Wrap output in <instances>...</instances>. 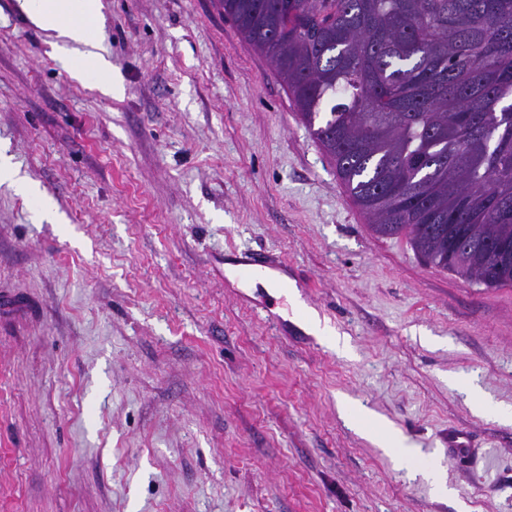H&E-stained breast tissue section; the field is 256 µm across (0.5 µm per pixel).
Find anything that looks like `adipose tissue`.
Returning a JSON list of instances; mask_svg holds the SVG:
<instances>
[{"instance_id": "obj_1", "label": "adipose tissue", "mask_w": 512, "mask_h": 512, "mask_svg": "<svg viewBox=\"0 0 512 512\" xmlns=\"http://www.w3.org/2000/svg\"><path fill=\"white\" fill-rule=\"evenodd\" d=\"M22 8L41 28L56 31L64 44L59 58L71 76L81 79L87 70H94L99 87L111 92L108 83V63L97 53H75V45H94V27L101 14L100 0H21Z\"/></svg>"}]
</instances>
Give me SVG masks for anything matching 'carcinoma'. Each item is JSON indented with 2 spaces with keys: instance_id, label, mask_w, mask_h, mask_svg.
Instances as JSON below:
<instances>
[{
  "instance_id": "1",
  "label": "carcinoma",
  "mask_w": 512,
  "mask_h": 512,
  "mask_svg": "<svg viewBox=\"0 0 512 512\" xmlns=\"http://www.w3.org/2000/svg\"><path fill=\"white\" fill-rule=\"evenodd\" d=\"M357 208L512 287V0H219Z\"/></svg>"
}]
</instances>
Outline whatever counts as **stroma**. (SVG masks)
Masks as SVG:
<instances>
[{
    "label": "stroma",
    "mask_w": 512,
    "mask_h": 512,
    "mask_svg": "<svg viewBox=\"0 0 512 512\" xmlns=\"http://www.w3.org/2000/svg\"><path fill=\"white\" fill-rule=\"evenodd\" d=\"M102 4L108 95L0 0V512H512V288L375 234L216 0ZM225 265H230L228 269ZM266 269L274 271L286 272L288 269V262L280 261L277 263L262 264L257 262L254 258L250 257H235L234 260L229 261L224 259V285L228 288H238L240 281L247 280L252 274L257 271L264 272Z\"/></svg>",
    "instance_id": "stroma-1"
}]
</instances>
